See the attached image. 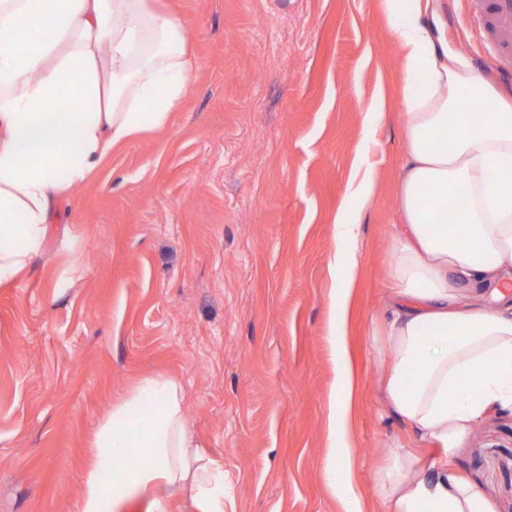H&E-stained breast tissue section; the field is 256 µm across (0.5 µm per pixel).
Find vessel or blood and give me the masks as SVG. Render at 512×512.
I'll return each mask as SVG.
<instances>
[{"label": "vessel or blood", "mask_w": 512, "mask_h": 512, "mask_svg": "<svg viewBox=\"0 0 512 512\" xmlns=\"http://www.w3.org/2000/svg\"><path fill=\"white\" fill-rule=\"evenodd\" d=\"M480 31L491 46V60L503 73H512V0H474Z\"/></svg>", "instance_id": "b4317fda"}]
</instances>
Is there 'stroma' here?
Returning a JSON list of instances; mask_svg holds the SVG:
<instances>
[{"label":"stroma","mask_w":512,"mask_h":512,"mask_svg":"<svg viewBox=\"0 0 512 512\" xmlns=\"http://www.w3.org/2000/svg\"><path fill=\"white\" fill-rule=\"evenodd\" d=\"M180 16L195 76L168 124L117 149L52 209L42 252L0 285V512H75L88 443L139 376L178 377L198 440L224 463L225 512H340L326 485L336 216L366 110L394 98L400 61L379 0H160ZM450 49L501 95L469 0H437ZM347 343L365 512L407 436L383 417L374 330L405 151L378 127ZM512 512V413L456 456Z\"/></svg>","instance_id":"1"}]
</instances>
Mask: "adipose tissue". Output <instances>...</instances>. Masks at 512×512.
<instances>
[{"mask_svg":"<svg viewBox=\"0 0 512 512\" xmlns=\"http://www.w3.org/2000/svg\"><path fill=\"white\" fill-rule=\"evenodd\" d=\"M435 0H380L401 62L405 156L400 218L387 268L380 378L385 409L405 423L376 477L385 512H493L459 475L460 443L512 410V102L427 22ZM194 77L180 19L149 0H0V283L45 240L50 207L91 178L112 149L164 127ZM357 175L336 219L343 255L329 266V342L341 382L327 397L323 477L343 512H363L349 433L357 386L345 325L377 192L370 148L383 100L367 112ZM437 195H428V188ZM464 202L448 210V194ZM182 383L142 376L90 442L78 512L135 501L169 512L189 493L197 512H224V465L197 443ZM437 448L421 459L415 446Z\"/></svg>","mask_w":512,"mask_h":512,"instance_id":"adipose-tissue-1","label":"adipose tissue"}]
</instances>
